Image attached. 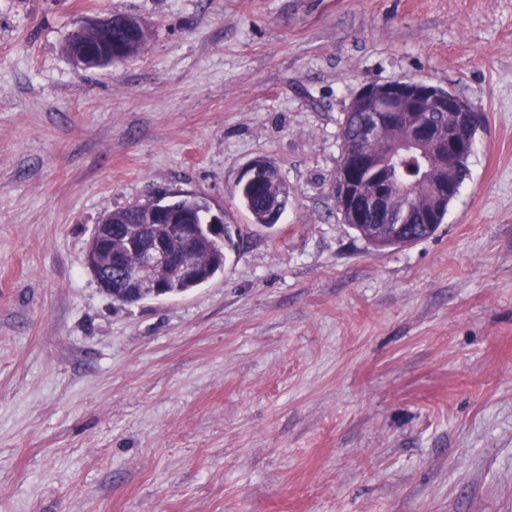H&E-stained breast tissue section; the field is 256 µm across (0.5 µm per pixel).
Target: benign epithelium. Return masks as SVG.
<instances>
[{"label":"benign epithelium","mask_w":512,"mask_h":512,"mask_svg":"<svg viewBox=\"0 0 512 512\" xmlns=\"http://www.w3.org/2000/svg\"><path fill=\"white\" fill-rule=\"evenodd\" d=\"M131 35H136L142 23L131 17H89L83 26L110 30L114 24ZM113 52L103 50L100 44L83 43L75 48L72 59L84 68H102L112 62ZM428 108L447 115L440 126L423 122L422 110ZM348 110L362 114L361 137L341 144L336 171V206L343 223L360 224L365 213L380 216L381 223L372 227L375 233L395 225L402 230L404 224H435L443 206L459 194L457 180L450 169L458 161L470 157L475 139L474 130L482 120L480 113L463 107L460 97L443 94L438 86L414 79H393L362 86L350 101ZM382 137L387 140L386 160L368 157L358 149L363 140ZM411 150L425 161L424 174L416 181L393 180L386 161L403 151ZM373 170L375 179L369 190L363 192L362 204L352 201L362 173ZM153 218L169 225L187 243L186 249L174 255L159 238L138 236L127 239L130 251L141 253L139 267L128 276L139 301L167 296L166 282L174 279H193L199 276L192 241L196 224L185 214H173L165 208L153 212ZM123 256L112 253V226L103 219L95 225L88 242L85 266L97 281L99 288L110 298H116L112 279L104 269L122 265Z\"/></svg>","instance_id":"benign-epithelium-1"}]
</instances>
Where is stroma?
I'll use <instances>...</instances> for the list:
<instances>
[{"instance_id": "obj_1", "label": "stroma", "mask_w": 512, "mask_h": 512, "mask_svg": "<svg viewBox=\"0 0 512 512\" xmlns=\"http://www.w3.org/2000/svg\"><path fill=\"white\" fill-rule=\"evenodd\" d=\"M117 12L143 51L78 67ZM397 78L484 125L435 234L377 249L339 121ZM259 157L270 229L231 194ZM178 193L223 272L113 303L95 224ZM0 512H512V0H0ZM115 19L116 17L114 15H110L103 18L89 17L84 21L83 25H81L80 28L89 27L101 29L80 30V40L83 42H94V44L82 43L80 46L75 48L74 54L72 55V59L78 65L84 68H102L108 66L109 63L132 59L141 52L149 36L148 30L144 26V30L138 35L137 38H133L127 41H121L119 46H113L120 48L121 55L119 58L112 60L113 48L110 52L103 50L102 44L108 43V41H110L111 39V34L106 30L112 29V26H114L115 24ZM117 35H121V32L116 28H113V41ZM96 42H100L101 44H96ZM269 165L273 173L264 175L259 185L243 187L237 184L233 191L234 197L250 215L252 224L261 228H272L276 224L272 206L280 199L279 204L286 209L290 193L288 184L278 171V167L271 161ZM277 208V205L273 206L274 210Z\"/></svg>"}]
</instances>
